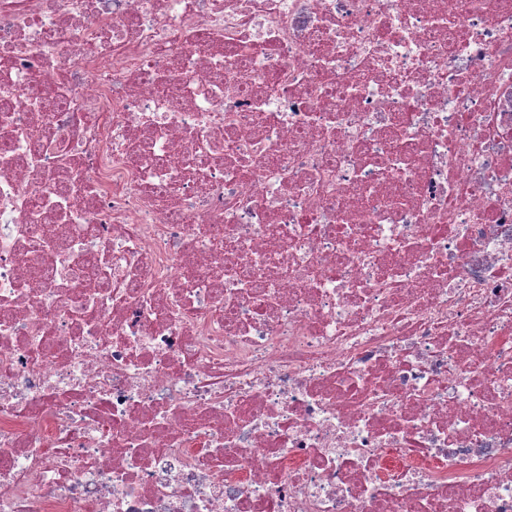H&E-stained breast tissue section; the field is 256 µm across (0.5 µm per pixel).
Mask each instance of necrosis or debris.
<instances>
[{"label":"necrosis or debris","instance_id":"4bbe7bcc","mask_svg":"<svg viewBox=\"0 0 512 512\" xmlns=\"http://www.w3.org/2000/svg\"><path fill=\"white\" fill-rule=\"evenodd\" d=\"M4 97L0 512H512V0H0Z\"/></svg>","mask_w":512,"mask_h":512}]
</instances>
